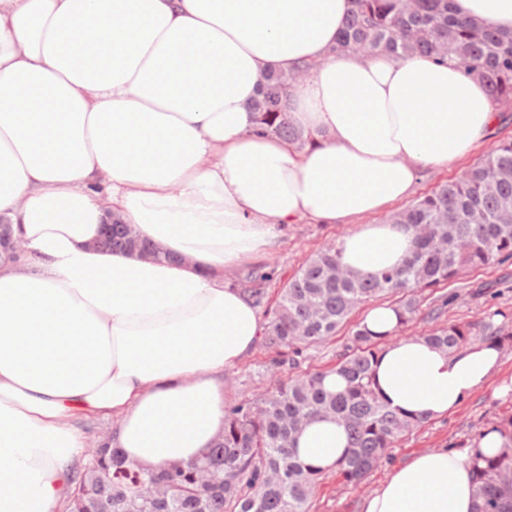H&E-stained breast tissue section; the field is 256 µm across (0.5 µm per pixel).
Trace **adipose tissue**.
Instances as JSON below:
<instances>
[{
  "mask_svg": "<svg viewBox=\"0 0 512 512\" xmlns=\"http://www.w3.org/2000/svg\"><path fill=\"white\" fill-rule=\"evenodd\" d=\"M458 17L512 30V0H452ZM351 0H0V512H60L76 485L82 422L115 418L107 445L135 467L196 459L224 432V372L255 347L257 310L225 282L276 251L288 224H347L341 261L400 266L414 232L364 224L422 172L463 158L498 119L485 85L426 55L328 59ZM309 64L288 115L303 147L261 132L268 71ZM117 220L170 253L95 241ZM374 386L399 412L456 410L501 363L399 336ZM300 458L329 470L345 427L320 418ZM468 453L434 448L393 468L361 512H475Z\"/></svg>",
  "mask_w": 512,
  "mask_h": 512,
  "instance_id": "1",
  "label": "adipose tissue"
}]
</instances>
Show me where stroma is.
I'll use <instances>...</instances> for the list:
<instances>
[{
    "instance_id": "obj_1",
    "label": "stroma",
    "mask_w": 512,
    "mask_h": 512,
    "mask_svg": "<svg viewBox=\"0 0 512 512\" xmlns=\"http://www.w3.org/2000/svg\"><path fill=\"white\" fill-rule=\"evenodd\" d=\"M512 137V121L497 125L486 143L475 147L467 156L448 168L426 169L414 188L415 195L430 192L436 186L461 174L476 163L499 140ZM345 224H317L303 219L289 225L282 244L274 253L262 260L235 270L231 280L248 273L267 275L269 295H276L284 281L291 277L304 261L318 249L336 244L348 233ZM455 300L445 309L444 317L450 321H479L493 316L496 325L512 332V260L489 268L474 269L462 274L451 285L430 289L422 296L424 306H432L447 295ZM499 372L481 389L475 391L448 417L427 422L421 429L404 438L390 456L361 484L341 483L335 473H327L313 502L312 512H360L363 498L385 479L391 468L404 464L417 452L433 448L456 449L474 444L479 433L491 428L503 416L512 414V391L501 393L502 385L512 384V344L501 350ZM267 353L256 346L252 354L224 373V398L233 403L266 388L272 374L263 369Z\"/></svg>"
}]
</instances>
